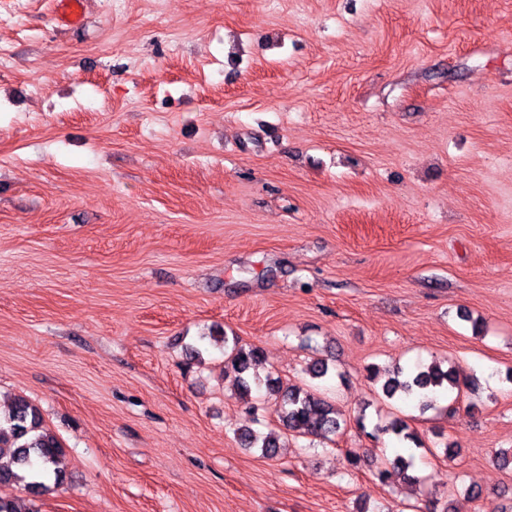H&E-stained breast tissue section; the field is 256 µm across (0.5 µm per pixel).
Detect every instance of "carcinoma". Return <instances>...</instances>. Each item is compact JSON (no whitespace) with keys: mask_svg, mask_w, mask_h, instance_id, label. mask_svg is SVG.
I'll return each instance as SVG.
<instances>
[{"mask_svg":"<svg viewBox=\"0 0 512 512\" xmlns=\"http://www.w3.org/2000/svg\"><path fill=\"white\" fill-rule=\"evenodd\" d=\"M224 373L234 375L236 393L250 415H256L259 407L252 399L253 389L266 388L274 398L276 413L288 432L298 436L327 438L336 434L344 422L342 414L327 397L307 387L283 384L270 375L262 376L258 367L264 360L263 350L256 345H241L237 339L224 337ZM368 380L381 384V391L388 399L395 397L415 400L422 408H435L440 400L451 397L460 401L463 390L474 386L471 379L460 378L456 368L443 361L418 363L412 368L399 364L382 372L377 367L368 369ZM358 429L375 440L393 435L398 441L420 445L417 434L408 425L395 418L387 425L367 430L365 415L356 419ZM240 444L260 452L264 458L278 455L280 436L271 430L267 433L250 427L235 431ZM345 456L351 469L370 468L372 476L382 485L400 477L409 484L420 478L411 474L415 455L403 448L390 457L386 452L368 455L359 448L346 449ZM51 478L60 486L67 478L66 448L59 438L48 430L36 408L26 397L12 400L8 410H0V487L21 484L38 495L47 489L44 479Z\"/></svg>","mask_w":512,"mask_h":512,"instance_id":"1","label":"carcinoma"}]
</instances>
